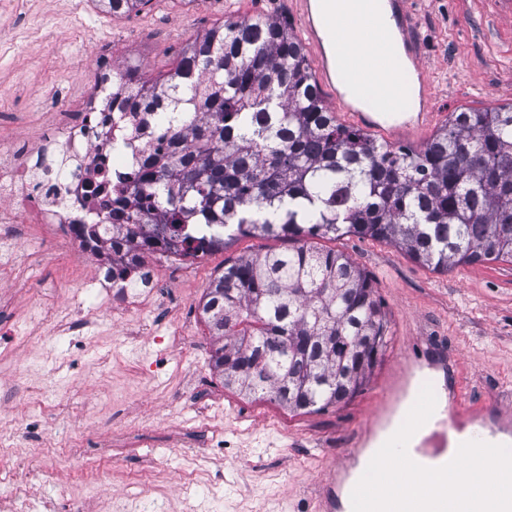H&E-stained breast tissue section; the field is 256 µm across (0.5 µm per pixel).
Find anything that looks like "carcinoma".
I'll list each match as a JSON object with an SVG mask.
<instances>
[{"label":"carcinoma","mask_w":512,"mask_h":512,"mask_svg":"<svg viewBox=\"0 0 512 512\" xmlns=\"http://www.w3.org/2000/svg\"><path fill=\"white\" fill-rule=\"evenodd\" d=\"M111 14L150 0H97ZM166 152L112 196L108 229L81 224L84 249L204 256L239 235L287 239L241 257L206 288L202 313L224 385L290 411L345 403L383 355L389 325L370 276L315 240L387 241L438 272L512 262V106L451 113L420 150L339 123L291 26L246 18L209 30L162 84L121 85Z\"/></svg>","instance_id":"carcinoma-1"}]
</instances>
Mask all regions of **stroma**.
Here are the masks:
<instances>
[{
  "label": "stroma",
  "mask_w": 512,
  "mask_h": 512,
  "mask_svg": "<svg viewBox=\"0 0 512 512\" xmlns=\"http://www.w3.org/2000/svg\"><path fill=\"white\" fill-rule=\"evenodd\" d=\"M78 0H0V143L36 145L58 104L89 90L92 33L116 68L161 79L212 27L269 16L301 31L293 0H150L141 10L84 12ZM434 81L433 118L512 104V0H414ZM342 252L373 280L389 321L383 356L360 392L291 413L225 389L198 309L209 282L240 257L287 241L241 236L199 258L149 256L161 288L138 316L113 312L91 283L100 260L58 252L42 224L0 263V452L28 480L37 512H317L330 465L352 447L392 377L408 367L436 402L475 408L478 429L512 409V263L442 273L387 242L344 235ZM40 420L44 436L24 434Z\"/></svg>",
  "instance_id": "obj_1"
}]
</instances>
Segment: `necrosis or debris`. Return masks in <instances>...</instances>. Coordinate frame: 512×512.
<instances>
[{
	"mask_svg": "<svg viewBox=\"0 0 512 512\" xmlns=\"http://www.w3.org/2000/svg\"><path fill=\"white\" fill-rule=\"evenodd\" d=\"M98 79L80 102H66L58 112L59 129L24 151L0 149V223L56 225L71 230L76 224H114L112 210L89 200L90 182L119 176L138 168L144 155L163 149L154 127H144L131 112H112V63L98 60ZM72 160L59 171L54 158ZM119 262L105 260L98 271L101 287L111 289L114 303L136 307L144 283L159 284L160 274L139 263L121 275Z\"/></svg>",
	"mask_w": 512,
	"mask_h": 512,
	"instance_id": "1",
	"label": "necrosis or debris"
}]
</instances>
